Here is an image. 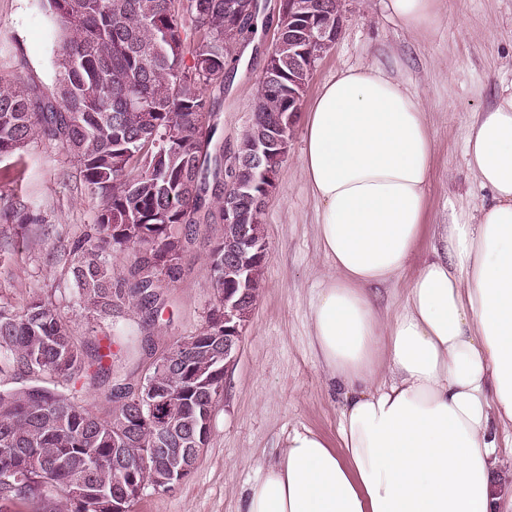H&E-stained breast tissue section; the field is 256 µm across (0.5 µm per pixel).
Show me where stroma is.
I'll return each instance as SVG.
<instances>
[{
    "label": "stroma",
    "mask_w": 512,
    "mask_h": 512,
    "mask_svg": "<svg viewBox=\"0 0 512 512\" xmlns=\"http://www.w3.org/2000/svg\"><path fill=\"white\" fill-rule=\"evenodd\" d=\"M279 0H259L261 23L223 88L207 89L225 148L246 129L266 54L274 39ZM378 57L419 95L436 141L426 224L469 222L487 199L469 171L464 136L476 112L512 86V0H441L425 34L392 19L386 0H345L341 33L317 62L303 95L310 107L337 72ZM47 18L34 0H0V77L20 78L47 92L52 85ZM303 127L295 125L288 152L263 215L268 261L256 304L243 330L224 394L211 418V435L196 466L169 492L145 488L135 512H239L241 498L288 432L307 427L336 440L344 396L330 382L310 342L309 311L329 270L316 236V204L301 170ZM0 197L24 205V226L0 219V305L20 308L42 297L56 307L78 341H98L109 327L79 303L65 275L66 254L95 224L100 200L79 168L56 145L35 140L0 158ZM24 241L22 252L10 250ZM206 241L183 254V276L168 291L173 315L160 319L158 347L200 327L213 300Z\"/></svg>",
    "instance_id": "1"
}]
</instances>
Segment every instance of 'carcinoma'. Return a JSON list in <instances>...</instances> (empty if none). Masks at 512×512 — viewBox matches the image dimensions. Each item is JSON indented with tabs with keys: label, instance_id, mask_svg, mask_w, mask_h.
<instances>
[{
	"label": "carcinoma",
	"instance_id": "cac0c4a2",
	"mask_svg": "<svg viewBox=\"0 0 512 512\" xmlns=\"http://www.w3.org/2000/svg\"><path fill=\"white\" fill-rule=\"evenodd\" d=\"M52 21V90L43 94L24 80L0 79V157L39 136L79 165L87 187L101 198L93 232L74 242L68 272L85 309L116 319L138 310L152 329L168 301L167 290L182 278L181 255L198 226L214 227L207 261L216 297L238 284V267L224 262V240L247 226L264 239L263 212L242 208L224 221V181L249 180L253 169L239 162L224 169V142L208 111L204 90L224 86L235 70L237 45L257 31L253 0H37ZM315 28H336V0H305ZM272 58L258 90L252 118L234 152L281 126L288 91L303 95L312 74L290 69L300 50L320 59L332 43L288 36V13L278 16ZM128 255L116 269L109 253ZM224 335L211 308L207 325L182 337L173 352L192 364L197 380L218 400L224 363L209 339ZM129 358L111 346L76 344L69 326L49 302L30 301L22 310L0 306V512L36 499L63 512L77 483L94 485L76 512H112L120 491L112 470L115 442L137 451L157 448L151 424L141 421L148 401L183 431L200 429V396L150 364L148 392L135 393ZM104 392L108 410L85 405L86 391ZM162 457L134 472L136 481L166 491Z\"/></svg>",
	"mask_w": 512,
	"mask_h": 512
}]
</instances>
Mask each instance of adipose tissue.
<instances>
[{
  "mask_svg": "<svg viewBox=\"0 0 512 512\" xmlns=\"http://www.w3.org/2000/svg\"><path fill=\"white\" fill-rule=\"evenodd\" d=\"M421 32L439 0H388ZM435 139L422 99L376 62L323 84L302 168L329 271L309 324L344 393L339 445L295 429L241 512H494L499 435L512 431V89L465 134L490 198L435 225L418 254ZM416 272L383 318L376 290Z\"/></svg>",
  "mask_w": 512,
  "mask_h": 512,
  "instance_id": "ef3b65f1",
  "label": "adipose tissue"
}]
</instances>
